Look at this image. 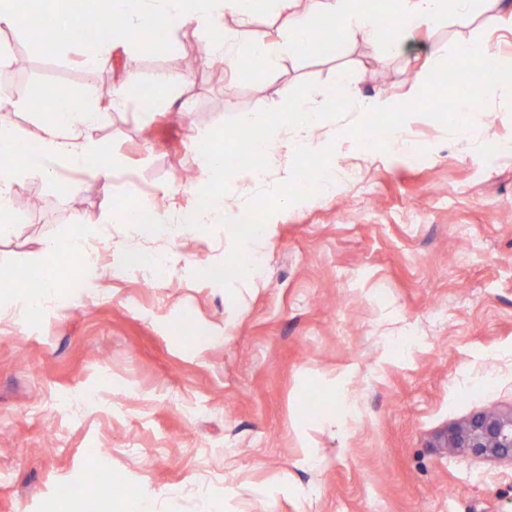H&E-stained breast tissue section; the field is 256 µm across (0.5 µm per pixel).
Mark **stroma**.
<instances>
[{
  "label": "stroma",
  "instance_id": "obj_1",
  "mask_svg": "<svg viewBox=\"0 0 512 512\" xmlns=\"http://www.w3.org/2000/svg\"><path fill=\"white\" fill-rule=\"evenodd\" d=\"M206 38L187 23L153 52L121 51L89 73L83 39L46 59L24 30H0V45L29 60L24 73L0 70L21 104L14 126L39 130L30 86L75 99L93 90L98 139L118 165L107 192L72 171L67 194L36 178L16 186L43 207L16 213L0 236V276L79 226L98 246V277L75 292L86 274L66 259L53 303L19 320L18 299L0 292V512H113L112 500L59 494L98 470L157 512H512V460L436 445L474 414L512 410V154L483 151L489 137L512 141V89L479 95L467 143L426 109L450 87L405 100L419 161L386 142L367 149L390 116L365 130L352 110L325 121L316 137L333 146L331 165L357 168L358 181L272 215L259 280L229 291L202 276L232 247L222 225L173 241L105 221L121 192L164 199L169 213L194 204L199 190L181 178L199 164L185 115L211 131L304 82L318 107L340 69L363 94L404 99L408 72L430 54L445 62L458 44L487 41L512 54V31L446 22L415 32L399 56L358 37L232 81L220 63L183 69ZM130 71L140 87L112 111ZM159 82L162 103L146 96ZM114 241L165 256V269L116 272ZM90 390L99 405L86 403ZM314 397L328 411L304 418Z\"/></svg>",
  "mask_w": 512,
  "mask_h": 512
}]
</instances>
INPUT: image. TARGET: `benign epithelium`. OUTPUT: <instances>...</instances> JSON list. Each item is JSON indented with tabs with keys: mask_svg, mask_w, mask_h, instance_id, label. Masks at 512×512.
I'll return each instance as SVG.
<instances>
[{
	"mask_svg": "<svg viewBox=\"0 0 512 512\" xmlns=\"http://www.w3.org/2000/svg\"><path fill=\"white\" fill-rule=\"evenodd\" d=\"M443 447L512 459V413H478L464 424L452 427L444 437Z\"/></svg>",
	"mask_w": 512,
	"mask_h": 512,
	"instance_id": "benign-epithelium-1",
	"label": "benign epithelium"
}]
</instances>
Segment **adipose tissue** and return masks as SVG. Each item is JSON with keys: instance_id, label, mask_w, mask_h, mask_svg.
I'll return each instance as SVG.
<instances>
[{"instance_id": "adipose-tissue-1", "label": "adipose tissue", "mask_w": 512, "mask_h": 512, "mask_svg": "<svg viewBox=\"0 0 512 512\" xmlns=\"http://www.w3.org/2000/svg\"><path fill=\"white\" fill-rule=\"evenodd\" d=\"M397 18L394 27L381 23L373 10H355L350 0H39L36 10L52 15V47L70 40L74 20L92 18L101 36L96 59L111 57L114 50L141 44L145 31L171 32L177 25L190 23L210 32L220 26L223 16H232L237 25L233 34L203 44L206 57L219 59L224 69L236 73L254 60L274 66L283 56H300L314 49V36L326 30L334 36L362 37L386 45L400 53L403 36L412 29L430 30L450 21L466 26L474 18V0H389ZM274 13L284 34L274 41L252 28L260 8ZM18 102L0 99V154L13 155L14 163L0 165V226L9 227L15 185L24 177L40 178L68 191V183L58 181L61 168L81 170L110 188L114 175L112 159L103 155L97 130L100 121L98 102L93 92H85L78 108L62 107L51 123L42 126L36 136L18 131L2 134L9 113L17 111ZM97 165H90V158ZM81 235L48 237L41 243L35 266L41 286L25 293V309L35 312L48 302L58 288L57 268L62 259L82 253Z\"/></svg>"}]
</instances>
